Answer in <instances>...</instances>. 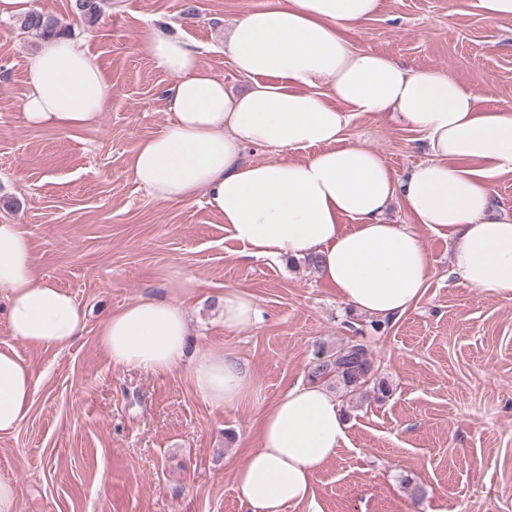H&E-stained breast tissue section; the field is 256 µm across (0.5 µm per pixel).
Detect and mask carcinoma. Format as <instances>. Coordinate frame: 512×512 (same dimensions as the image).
<instances>
[{
	"label": "carcinoma",
	"instance_id": "1",
	"mask_svg": "<svg viewBox=\"0 0 512 512\" xmlns=\"http://www.w3.org/2000/svg\"><path fill=\"white\" fill-rule=\"evenodd\" d=\"M103 0H75L79 18L89 24L98 22L102 15ZM20 29L33 31L42 38L68 35L71 30L52 15L31 11L20 19ZM372 360L367 348L353 341L336 348L320 347L317 361L308 374L313 381H332L351 396H364L363 388L371 378Z\"/></svg>",
	"mask_w": 512,
	"mask_h": 512
}]
</instances>
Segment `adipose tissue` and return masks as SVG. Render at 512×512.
Here are the masks:
<instances>
[{
	"label": "adipose tissue",
	"mask_w": 512,
	"mask_h": 512,
	"mask_svg": "<svg viewBox=\"0 0 512 512\" xmlns=\"http://www.w3.org/2000/svg\"><path fill=\"white\" fill-rule=\"evenodd\" d=\"M382 0H275L239 18L227 52L249 81L228 91L197 46L156 24L137 39L155 67L175 75L171 122L139 141L131 173L154 199L186 203L197 193L249 255L318 259L337 298L376 317L400 316L428 286L422 237L452 244V271L466 286L512 297V219L492 214L493 180L512 172V106L485 107L475 87L439 70H413L349 32L374 18ZM112 84L83 43L44 40L23 101L35 129L94 126ZM400 115L426 140L431 157L395 177L377 153L342 139L352 116ZM257 147L275 160L247 163ZM307 157H300V150ZM402 203L416 224H388ZM224 327L257 324L249 293L216 299ZM0 307L11 336L35 347H65L85 314L74 296L37 272L30 235L0 221ZM98 340L118 367L168 373L188 366L195 391L212 407L237 405L252 390L249 372L223 349H188L185 309L140 297L102 321ZM37 385L31 364L0 349V437L28 418ZM348 422L320 383L295 382L263 411L258 441L235 468L245 512H287L312 498V479L345 440Z\"/></svg>",
	"instance_id": "1"
}]
</instances>
